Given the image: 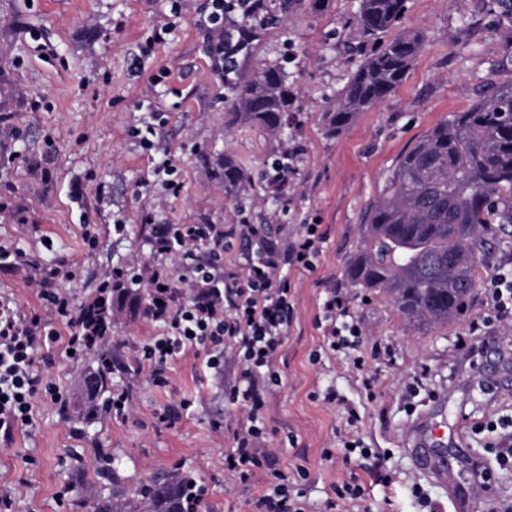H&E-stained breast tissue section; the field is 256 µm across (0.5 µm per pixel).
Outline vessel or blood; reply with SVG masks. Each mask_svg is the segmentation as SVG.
I'll return each mask as SVG.
<instances>
[{
	"mask_svg": "<svg viewBox=\"0 0 512 512\" xmlns=\"http://www.w3.org/2000/svg\"><path fill=\"white\" fill-rule=\"evenodd\" d=\"M463 437L461 426H447L435 421L433 415H425L414 450L415 461L427 477L451 486L454 501L465 500L466 495L455 488L457 465L472 467L473 459L467 458L459 443Z\"/></svg>",
	"mask_w": 512,
	"mask_h": 512,
	"instance_id": "b4317fda",
	"label": "vessel or blood"
}]
</instances>
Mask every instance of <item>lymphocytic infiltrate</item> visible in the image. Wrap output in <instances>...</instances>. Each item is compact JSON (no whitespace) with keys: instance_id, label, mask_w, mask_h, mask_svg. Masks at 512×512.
<instances>
[{"instance_id":"f902f5d3","label":"lymphocytic infiltrate","mask_w":512,"mask_h":512,"mask_svg":"<svg viewBox=\"0 0 512 512\" xmlns=\"http://www.w3.org/2000/svg\"><path fill=\"white\" fill-rule=\"evenodd\" d=\"M262 0H210L205 26L219 36L211 52L216 70L224 68V43L231 33L232 17L262 13ZM242 248L237 269L224 263V227L220 224H160L155 228L152 253L159 265L147 284V315L160 321L165 334L147 346L150 365L165 364L185 351L202 347L206 365L220 371L224 348L232 344L243 353L244 368L225 397L246 407L248 424L233 434L225 454L229 472L241 484L257 473L267 475L268 490L256 502L257 512H305L294 492L303 476L295 470L268 469V455L257 448L268 386L278 384L274 363L284 346L290 326V286L285 268L310 270L319 253L322 235L311 225L289 232L284 241L269 237L264 225L245 224L239 231ZM175 258L177 269L165 261ZM26 265L30 283L42 286L41 309L20 312L14 299L0 295V440L11 441L16 432L34 427L33 402L41 395L60 401L61 395L44 384L37 369L42 350L63 346L82 354L112 333V322L103 301H95L96 320L86 321L63 291H47L46 283L68 278L60 268L26 262L21 249L0 243V272ZM487 314L482 324L512 321V272L497 275L485 290ZM351 299L340 288H331L323 304L324 338L331 351L349 347L359 330L351 321Z\"/></svg>"}]
</instances>
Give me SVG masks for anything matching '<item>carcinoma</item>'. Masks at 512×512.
Instances as JSON below:
<instances>
[{
    "instance_id": "cac0c4a2",
    "label": "carcinoma",
    "mask_w": 512,
    "mask_h": 512,
    "mask_svg": "<svg viewBox=\"0 0 512 512\" xmlns=\"http://www.w3.org/2000/svg\"><path fill=\"white\" fill-rule=\"evenodd\" d=\"M406 0H360L356 18L357 69L322 112L330 136L350 126L402 83L421 53L419 33L390 38ZM266 14L240 23L236 50L249 49ZM298 92L288 72L268 66L231 87L227 109L235 121L251 122L276 134L297 109ZM247 181L245 170L224 155V192ZM491 224H512V80L492 84L468 109L454 112L407 149L388 177L364 222V247L349 262L352 286L381 290L409 321L442 326L469 305L476 286L478 253ZM111 302L138 305L142 289L111 286ZM112 362L89 374L91 401L109 406ZM107 484L86 503L89 512H197L199 477L169 471L130 491L121 482L107 448L98 449Z\"/></svg>"
}]
</instances>
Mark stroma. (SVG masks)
<instances>
[{
    "label": "stroma",
    "instance_id": "35a3bbf8",
    "mask_svg": "<svg viewBox=\"0 0 512 512\" xmlns=\"http://www.w3.org/2000/svg\"><path fill=\"white\" fill-rule=\"evenodd\" d=\"M209 0H0V203L19 210L21 222H0L27 258L45 267L72 270L59 280L79 305L94 301L113 267L137 263L142 280L154 269L156 225L220 224L226 259L240 242L242 219L260 223L319 222L327 240L311 271L288 272L292 323L276 361L279 386L265 394V432L258 441L280 469L305 471L298 489L307 512H455L447 487L415 467L414 423L428 413L433 395H447L443 421L464 418L463 444L492 479L472 483L474 512H501L512 501V471L501 470L495 446L512 427V328L494 331V343L474 356L457 347L460 336L485 312L482 290L500 267H512V224L491 225L494 246L477 266L468 310L443 327L409 325L390 298L352 287L345 270L363 246L367 209L380 197L401 155L451 113L467 109L488 84L512 78V17L495 0H407L397 31L423 36V48L405 80L383 102L338 135L321 121L327 102L361 60L356 49L359 0H306L285 10L266 0L276 21L262 26L237 71L249 78L281 65L294 75L298 106L279 135L241 123L224 127L228 90L209 58L213 34L203 17ZM171 23L167 43L142 62L139 42L156 24ZM163 113L159 136L182 185L166 194L156 169L160 154L131 134L147 109ZM303 150L292 178L295 205L283 210L263 192L269 163L285 144ZM250 181L235 196L224 193L225 155ZM95 228L88 248L82 225ZM125 225L116 234L114 225ZM346 289L364 344L332 353L323 348L322 307L330 287ZM112 335L78 359L47 354L38 371L62 394L34 402L36 426L0 442V488L15 512H86L98 494L97 451L110 449L128 488L161 470L200 476L201 512H254L266 488L264 476L243 486L224 467V451L246 421L244 407L229 404L224 388L241 374L234 347L224 353V374L214 376L204 357L186 353L159 377L140 368L141 348L162 328L136 309L112 308ZM364 356L365 373L354 368ZM114 365L113 391L126 392L125 417H92L82 411L83 379L99 358ZM375 380L366 397L363 375ZM422 388L409 394L413 378ZM335 390L341 403L326 401ZM362 420L346 424V405ZM487 428L473 432L477 423ZM389 453L396 477L376 485L358 453ZM356 481V502L334 499L333 486Z\"/></svg>",
    "mask_w": 512,
    "mask_h": 512
}]
</instances>
